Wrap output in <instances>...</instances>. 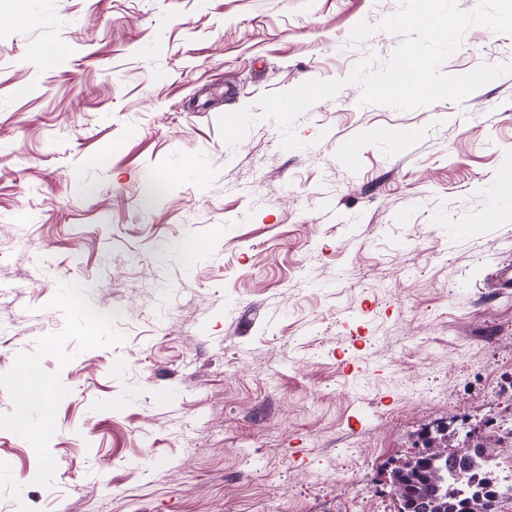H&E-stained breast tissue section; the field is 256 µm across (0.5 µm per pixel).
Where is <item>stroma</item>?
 Masks as SVG:
<instances>
[{"label":"stroma","instance_id":"stroma-1","mask_svg":"<svg viewBox=\"0 0 512 512\" xmlns=\"http://www.w3.org/2000/svg\"><path fill=\"white\" fill-rule=\"evenodd\" d=\"M398 7L0 0V512H394L385 462L512 415V290L488 285L512 74L361 104L346 78L403 42ZM506 63L512 35L474 26L440 71ZM334 79L302 148L269 120L222 140V115ZM24 359L54 384L38 441Z\"/></svg>","mask_w":512,"mask_h":512}]
</instances>
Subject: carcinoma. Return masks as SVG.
I'll return each mask as SVG.
<instances>
[{"label": "carcinoma", "mask_w": 512, "mask_h": 512, "mask_svg": "<svg viewBox=\"0 0 512 512\" xmlns=\"http://www.w3.org/2000/svg\"><path fill=\"white\" fill-rule=\"evenodd\" d=\"M421 439L417 454L391 462L389 494L396 512H462L458 506L465 501L467 512H500L508 497L485 443H476L477 450L458 463L446 430L438 427Z\"/></svg>", "instance_id": "carcinoma-1"}]
</instances>
